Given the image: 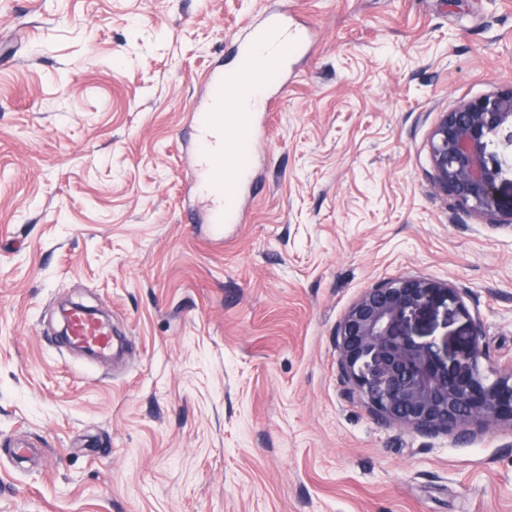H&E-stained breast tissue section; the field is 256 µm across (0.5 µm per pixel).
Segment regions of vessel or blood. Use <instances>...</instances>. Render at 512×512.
I'll return each mask as SVG.
<instances>
[{
	"label": "vessel or blood",
	"instance_id": "vessel-or-blood-1",
	"mask_svg": "<svg viewBox=\"0 0 512 512\" xmlns=\"http://www.w3.org/2000/svg\"><path fill=\"white\" fill-rule=\"evenodd\" d=\"M307 40L306 27L297 23L290 12H266L247 23L234 41L233 49L243 58V65L232 73L217 65L202 77L205 95L192 114L191 133L185 143L186 156L194 171L188 192L201 199V221L210 225L215 234H222L243 220L241 208L231 201L243 184L254 181L253 169L243 159V141L262 130L251 112L241 126L225 120L224 105L239 102L253 87L268 86L270 77L266 69L249 64L259 45H267L269 56L281 63ZM67 340L98 357L115 349L111 327L79 309L68 316Z\"/></svg>",
	"mask_w": 512,
	"mask_h": 512
}]
</instances>
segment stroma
Wrapping results in <instances>:
<instances>
[{"instance_id":"1","label":"stroma","mask_w":512,"mask_h":512,"mask_svg":"<svg viewBox=\"0 0 512 512\" xmlns=\"http://www.w3.org/2000/svg\"><path fill=\"white\" fill-rule=\"evenodd\" d=\"M278 9L313 43L213 241L183 137ZM0 44V512H512V425L387 421L336 352L367 288L418 276L464 309L409 314L417 340L512 361V226L460 210L430 154L443 113L512 87V0H0ZM65 299L126 356L60 349Z\"/></svg>"}]
</instances>
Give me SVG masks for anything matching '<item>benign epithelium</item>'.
<instances>
[{"label":"benign epithelium","mask_w":512,"mask_h":512,"mask_svg":"<svg viewBox=\"0 0 512 512\" xmlns=\"http://www.w3.org/2000/svg\"><path fill=\"white\" fill-rule=\"evenodd\" d=\"M512 146V88L464 101L443 116L430 144L432 179L465 212L508 215L501 187L512 154L492 149L505 129ZM437 296L455 300L452 288L420 277H399L365 290L336 330L339 366L363 402L381 417L433 433L465 431L491 422L512 424V364L493 381L482 372L479 335L452 363L433 342L402 329L407 313Z\"/></svg>","instance_id":"obj_1"}]
</instances>
